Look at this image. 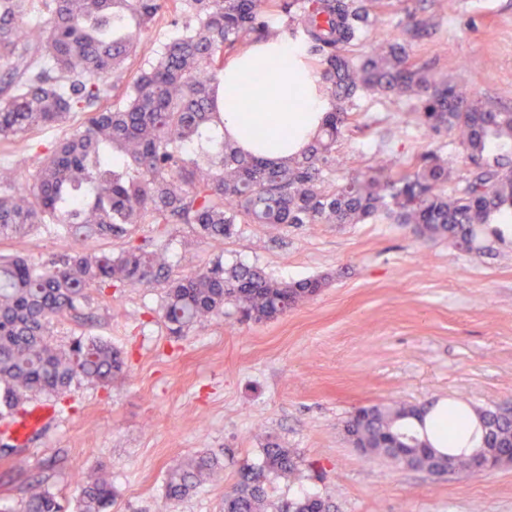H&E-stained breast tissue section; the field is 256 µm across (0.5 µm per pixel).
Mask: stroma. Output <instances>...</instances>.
<instances>
[{"label": "stroma", "mask_w": 512, "mask_h": 512, "mask_svg": "<svg viewBox=\"0 0 512 512\" xmlns=\"http://www.w3.org/2000/svg\"><path fill=\"white\" fill-rule=\"evenodd\" d=\"M427 18L414 30L411 16ZM385 41L404 46L409 64L466 85L512 110V0H393L353 46L361 57ZM418 100L367 93L336 144L325 181L338 184L390 159L406 168L436 153L449 190L469 175L448 132L418 124ZM72 129L36 132L31 144H0V163L29 174L43 152ZM173 275L225 265H257L272 279L325 277L313 300L276 320L241 321L232 306L185 336L172 335L161 287L93 288L79 317L54 322L66 347L95 336L120 349L128 371L107 387L82 383L49 403L50 418L20 446L0 418V505L18 512L33 479L74 501L90 470L112 476V512H219L242 462L257 461L260 436L277 435L298 461L271 480L268 505L306 493L335 512H512V465L471 477L435 476L360 454L343 425L356 407L403 402L443 407L512 405V214L490 224L483 256L445 241H421L410 226L380 218L361 224H299L272 231L239 225L221 244L174 224ZM52 229L1 240L0 253L51 258ZM220 453L223 478L179 501L164 497L168 468L201 448Z\"/></svg>", "instance_id": "stroma-1"}]
</instances>
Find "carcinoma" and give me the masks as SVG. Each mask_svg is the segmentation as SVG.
Wrapping results in <instances>:
<instances>
[{"mask_svg": "<svg viewBox=\"0 0 512 512\" xmlns=\"http://www.w3.org/2000/svg\"><path fill=\"white\" fill-rule=\"evenodd\" d=\"M390 0H0V142L86 114L52 149L38 156L29 177L0 166V238L21 239L54 224L59 252L35 263L0 255V414L31 396L60 397L83 382L108 384L125 373L119 350L97 338H76L67 349L49 340V325L79 310L89 288L120 285L166 288L164 318L182 335L231 304L246 321L275 320L313 299L323 277L277 281L257 266H224L174 278L163 248L133 243L147 222L167 232L188 224L200 238L221 244L239 224H359L384 216L410 224L425 241L446 239L476 254L489 251L483 227L512 212V111L473 99L464 86L435 80L386 43L356 61L346 51L370 11ZM299 22L315 57L332 109L307 147L286 162L245 154L224 140L216 97L230 55L277 32L268 17ZM165 14L177 33L140 67L119 102L110 98L140 35ZM35 15L46 25L31 24ZM368 91L418 99V120L434 132L452 131L470 165L465 185L446 192L450 174L434 154L411 172L378 161L341 186L322 187L335 162L336 143L351 124L349 105ZM125 241L117 252L103 242ZM348 440L367 455L442 475L474 473L482 444L512 448V407L467 410L450 405L429 415L415 405L370 404L344 425ZM297 469L278 437L263 438L262 457L244 464L224 491L223 512H266V484ZM218 470L213 450L201 448L170 467L165 494L188 496ZM111 478L91 471L82 481L76 512H112ZM22 512H64L38 482ZM278 512H331L317 495L282 503Z\"/></svg>", "mask_w": 512, "mask_h": 512, "instance_id": "cac0c4a2", "label": "carcinoma"}]
</instances>
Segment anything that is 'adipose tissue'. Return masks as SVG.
I'll list each match as a JSON object with an SVG mask.
<instances>
[{
    "label": "adipose tissue",
    "mask_w": 512,
    "mask_h": 512,
    "mask_svg": "<svg viewBox=\"0 0 512 512\" xmlns=\"http://www.w3.org/2000/svg\"><path fill=\"white\" fill-rule=\"evenodd\" d=\"M253 84L251 111H242L237 91ZM224 101V133L245 151L276 161L301 149L325 112L328 98L315 89L314 72L287 38L256 43L230 60L218 87Z\"/></svg>",
    "instance_id": "adipose-tissue-1"
}]
</instances>
